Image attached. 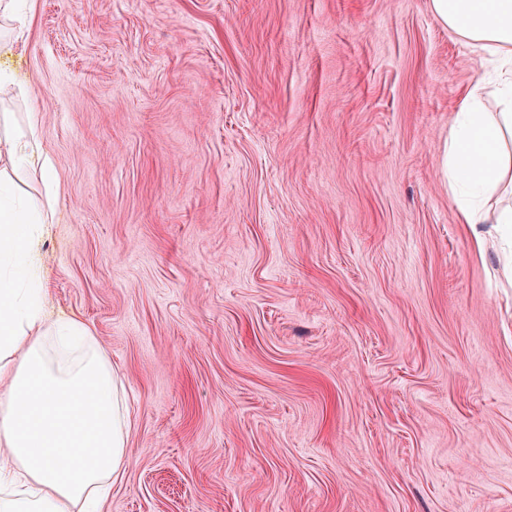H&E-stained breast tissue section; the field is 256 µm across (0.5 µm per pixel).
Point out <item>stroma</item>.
Wrapping results in <instances>:
<instances>
[{"label": "stroma", "instance_id": "stroma-1", "mask_svg": "<svg viewBox=\"0 0 512 512\" xmlns=\"http://www.w3.org/2000/svg\"><path fill=\"white\" fill-rule=\"evenodd\" d=\"M51 312L131 401L103 512H512V283L448 194L431 0H27Z\"/></svg>", "mask_w": 512, "mask_h": 512}]
</instances>
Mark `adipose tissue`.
Listing matches in <instances>:
<instances>
[{"label":"adipose tissue","instance_id":"obj_1","mask_svg":"<svg viewBox=\"0 0 512 512\" xmlns=\"http://www.w3.org/2000/svg\"><path fill=\"white\" fill-rule=\"evenodd\" d=\"M438 20L493 65L456 112L443 175L463 223L512 237V205L487 199L512 182V0H431ZM495 97L499 113L486 112ZM0 172V512H102L127 469L123 383L90 326L51 317L35 244L53 213L17 182L40 152L34 131L6 137Z\"/></svg>","mask_w":512,"mask_h":512}]
</instances>
